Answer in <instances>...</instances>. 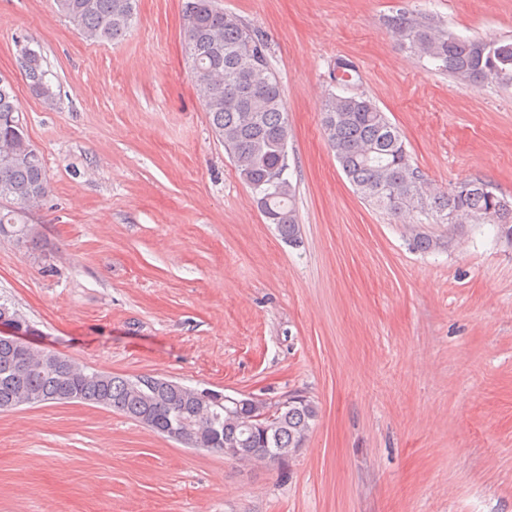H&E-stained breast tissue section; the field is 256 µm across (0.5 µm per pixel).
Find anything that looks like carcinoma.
<instances>
[{
	"label": "carcinoma",
	"mask_w": 512,
	"mask_h": 512,
	"mask_svg": "<svg viewBox=\"0 0 512 512\" xmlns=\"http://www.w3.org/2000/svg\"><path fill=\"white\" fill-rule=\"evenodd\" d=\"M195 20L184 16L185 49L195 75L196 91L209 114L217 140L234 161L251 195L265 198L262 213L275 225L281 239L299 245L296 188L288 178H276L288 167V111L284 91L271 64L268 37L246 25L235 13L215 5V0H192ZM58 12L92 43L118 42L131 28L136 0H56ZM391 36L411 53L426 58L462 84L482 72L486 82L512 85V39L460 37L429 17L399 10L386 19ZM21 68L32 92L46 106L56 93L47 79L42 56L24 49ZM330 79L344 94H332L321 111V125L330 148L355 192L396 219L415 212L432 213L452 234L461 223L491 224L497 235L512 244V197L482 179L481 191L450 195L428 190L424 175L414 163L400 129L366 94L358 91L361 74L353 61L336 58ZM20 102L9 81H0V232L18 243L34 234L25 221L29 208L49 191V179L39 156L32 155ZM412 246L420 252L435 248L424 231L412 230ZM21 353L20 344L0 341V412L26 406L61 402L75 394L74 403L117 412L143 427L162 434L157 420L171 407L184 409V427L200 430L196 400L186 392H172L157 385L159 377L143 374L121 378L89 369L77 372L69 356L42 350L44 362L36 363L24 378L17 377L8 359ZM316 403L303 397L288 406L277 427L279 438L272 451L259 453V439L251 450L235 457L239 462L277 465L293 458L304 447L318 418ZM247 416L220 415L217 425L242 439L253 432Z\"/></svg>",
	"instance_id": "cac0c4a2"
}]
</instances>
